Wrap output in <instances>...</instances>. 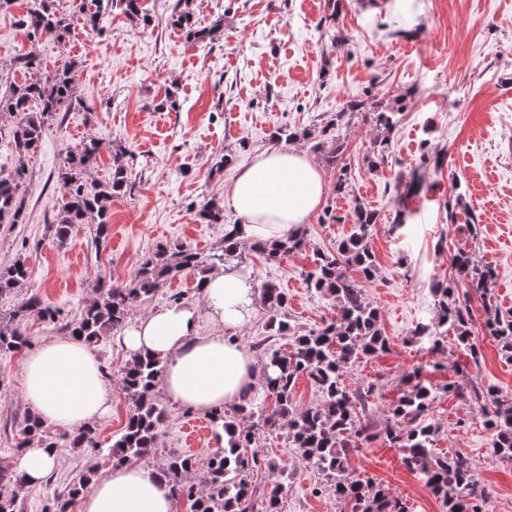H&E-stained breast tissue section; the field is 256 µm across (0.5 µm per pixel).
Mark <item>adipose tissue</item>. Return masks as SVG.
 Wrapping results in <instances>:
<instances>
[{
    "instance_id": "adipose-tissue-1",
    "label": "adipose tissue",
    "mask_w": 512,
    "mask_h": 512,
    "mask_svg": "<svg viewBox=\"0 0 512 512\" xmlns=\"http://www.w3.org/2000/svg\"><path fill=\"white\" fill-rule=\"evenodd\" d=\"M325 191L321 173L301 154L272 150L257 156L231 182L225 200L237 218L239 240L251 243L285 236L306 223ZM203 296L223 325L220 336H203L198 310L172 305L150 311L126 333L130 354L150 353L166 364L164 393L201 413L239 402L254 385L260 366L234 337L258 297L248 274H210ZM24 398L47 427L79 430L110 409L111 390L93 347L76 337H56L27 358ZM58 464V451L34 443L24 448L16 469L26 486L42 483ZM82 512H175V500L158 469L113 468L82 498Z\"/></svg>"
}]
</instances>
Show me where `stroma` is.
<instances>
[{
    "mask_svg": "<svg viewBox=\"0 0 512 512\" xmlns=\"http://www.w3.org/2000/svg\"><path fill=\"white\" fill-rule=\"evenodd\" d=\"M173 0H141L151 17L142 25L113 9L99 32L73 29L67 41L49 35L29 41L19 20L29 0H13L0 10V89L27 79L13 59L34 51L48 69L69 60L81 63L78 91L86 112H66L51 122L28 160L21 187L26 205L22 224H0V266L25 260L28 281L0 297V310L38 296L77 318L96 295L98 277L130 280L159 245L182 246L204 254L224 247V227L236 223L225 209L220 224L195 216L208 199H223L239 170L272 148L278 127L319 133L335 124L339 163L310 143H288L323 175L326 192L306 224L307 250L281 265L267 264L250 246H242V267L254 284L275 283L291 297L288 317L296 332L320 327L336 315L325 298L307 288L304 273L315 251L335 250L350 230L354 202L374 210L377 222L370 247L378 273L365 293L381 312L387 351L350 367V388L372 386L362 417L374 427L390 419L392 404L414 367L421 381L435 388L430 417L434 442L462 453L492 489L484 512H512V462L494 458L478 406L443 392L447 381L495 387L512 399V362H505L496 340L482 332L483 306L471 296L474 327L470 356L456 338L444 351L428 350L427 338L411 340L418 326H434V290L455 279L454 257L470 252L491 268L493 305L512 311V0H191L198 26L220 24L214 40L197 43L169 23ZM358 111H350V104ZM399 110L389 132L390 152H375L377 112ZM101 141L92 179H107L116 150L134 152L129 185L111 203L108 240L96 246L94 227L74 225L65 242L54 235L53 219L62 192L55 175L67 150L85 138ZM229 155L222 173L211 165ZM346 164L349 187L335 189L339 164ZM424 184L407 192L412 171ZM197 274L162 282L153 298L136 302L139 319L180 294L200 313L199 333H223L196 289ZM122 332L96 346L112 390L111 411L93 424L101 446L124 426L132 402L120 382L129 353ZM22 354L0 355V467H14L20 454V428L29 407L24 399ZM156 399L166 420L147 467H163L169 453L190 454L201 467L217 447L212 431L187 439L183 427L201 414L174 403L164 391ZM266 459L284 468L251 472L258 491L254 512H264L261 497L280 484V512H341L325 476L317 474L287 441L286 430L262 435L257 443ZM50 483L22 491L23 512H41L48 496L60 492L90 465L107 476L112 462L92 448L64 447ZM349 467L360 478L387 486L408 512H444L443 502L409 470L398 449L383 439L351 454Z\"/></svg>",
    "mask_w": 512,
    "mask_h": 512,
    "instance_id": "35a3bbf8",
    "label": "stroma"
}]
</instances>
